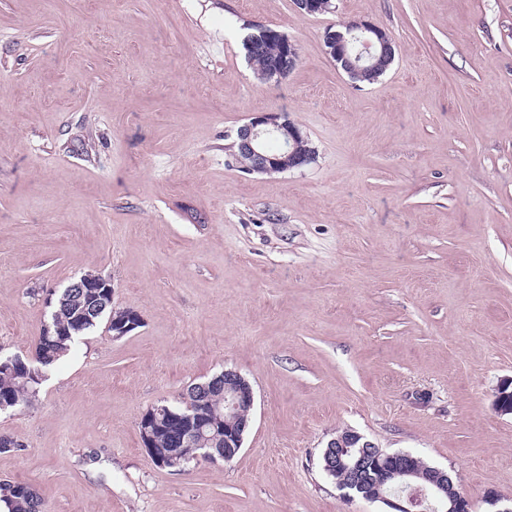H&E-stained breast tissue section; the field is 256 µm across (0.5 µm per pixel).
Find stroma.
<instances>
[{
    "mask_svg": "<svg viewBox=\"0 0 512 512\" xmlns=\"http://www.w3.org/2000/svg\"><path fill=\"white\" fill-rule=\"evenodd\" d=\"M332 3L0 0V352L32 355L46 291L85 273L141 318L0 414V480L43 512H379L322 469L346 428L448 471L472 512L512 505V0ZM358 19L396 49L362 86L324 45ZM254 26L298 50L280 83L245 59ZM268 112L313 163L240 171ZM227 367L255 393L240 452L155 467L141 416Z\"/></svg>",
    "mask_w": 512,
    "mask_h": 512,
    "instance_id": "35a3bbf8",
    "label": "stroma"
}]
</instances>
